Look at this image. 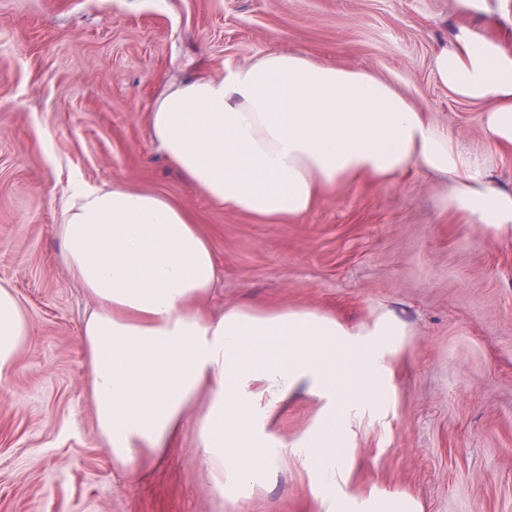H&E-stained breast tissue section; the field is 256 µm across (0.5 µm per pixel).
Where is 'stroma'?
<instances>
[{"label": "stroma", "instance_id": "1", "mask_svg": "<svg viewBox=\"0 0 512 512\" xmlns=\"http://www.w3.org/2000/svg\"><path fill=\"white\" fill-rule=\"evenodd\" d=\"M457 0H0V282L31 345L0 383V512H326L304 456L279 457L241 499L201 463L191 404L180 433L129 472L99 437L82 322L57 226L69 185L121 181L183 203L220 275L203 310H313L401 335L383 363L390 399L352 424L342 487L415 512H512V239L465 223L439 180H360L308 214L266 224L212 206L152 141L146 114L174 80L221 75L271 50L369 72L399 89L512 191V153L485 138L489 103L439 81ZM306 393L271 419L292 442L315 423Z\"/></svg>", "mask_w": 512, "mask_h": 512}]
</instances>
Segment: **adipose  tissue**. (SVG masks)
I'll return each instance as SVG.
<instances>
[{"mask_svg": "<svg viewBox=\"0 0 512 512\" xmlns=\"http://www.w3.org/2000/svg\"><path fill=\"white\" fill-rule=\"evenodd\" d=\"M441 84L490 103L483 130L512 150V53L465 28L434 59ZM146 123L166 160L215 206L283 224L327 192L362 177L394 181L410 169L442 180L448 207L512 238V191L408 98L371 73L269 51L223 76H189L156 97ZM68 275L90 296L82 341L97 429L118 463L133 467L178 434L187 407L214 489L236 500L270 476L277 456L304 455L326 512H353L339 475L356 386L382 404L380 357L392 330L353 332L314 311L197 305L217 279L213 249L180 203L115 182L73 183L59 226ZM31 342L29 318L0 284V382ZM318 397L314 429L272 443L271 417L296 394Z\"/></svg>", "mask_w": 512, "mask_h": 512, "instance_id": "1", "label": "adipose tissue"}]
</instances>
